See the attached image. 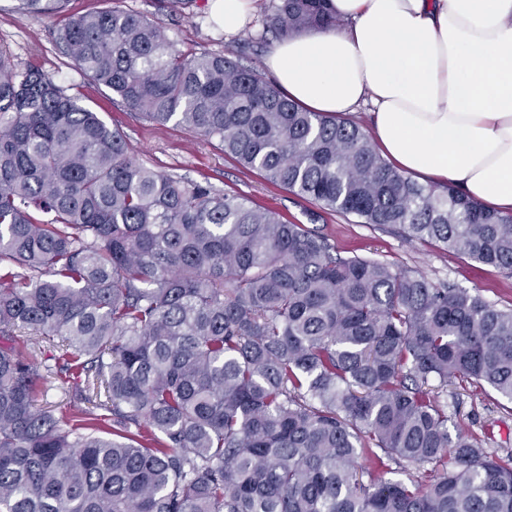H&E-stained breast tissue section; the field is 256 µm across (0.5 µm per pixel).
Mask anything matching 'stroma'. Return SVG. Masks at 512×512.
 <instances>
[{"label":"stroma","mask_w":512,"mask_h":512,"mask_svg":"<svg viewBox=\"0 0 512 512\" xmlns=\"http://www.w3.org/2000/svg\"><path fill=\"white\" fill-rule=\"evenodd\" d=\"M268 3L269 0H258L252 16L233 33L225 32L212 20L209 0H192L182 10L164 8L159 0H122L121 5L151 18L182 52H221L261 71L265 68L266 48L248 51L244 44L262 33ZM51 28V22L36 21L19 11L17 0H0V51L11 55L19 66H38L81 104L98 112L108 126L122 131L139 163L210 185L218 193L273 208L286 221L317 228L342 255L381 260L397 269L419 270L433 282L471 289L501 307L512 305L511 276L437 246L411 244L390 231L326 213L314 203L270 183L260 171L242 168L225 153L218 140L203 139L174 121L159 125L136 115L118 96L69 66L62 49L52 39ZM444 399L455 423L499 453L512 450V411L498 405L492 390L456 385L449 387ZM37 404L52 410L66 425L75 422L80 407L73 391L51 370L42 373Z\"/></svg>","instance_id":"35a3bbf8"}]
</instances>
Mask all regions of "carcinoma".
Segmentation results:
<instances>
[{"instance_id":"obj_1","label":"carcinoma","mask_w":512,"mask_h":512,"mask_svg":"<svg viewBox=\"0 0 512 512\" xmlns=\"http://www.w3.org/2000/svg\"><path fill=\"white\" fill-rule=\"evenodd\" d=\"M63 2L20 7L45 21ZM337 25L326 0H270L259 44ZM54 35L134 113L325 211L512 274V211L416 182L256 69L185 55L119 7ZM2 261L25 273L0 276V512H512V453L441 400L461 381L512 403L511 307L137 163L0 51ZM21 330L61 338L59 372L104 387L89 432L37 407Z\"/></svg>"}]
</instances>
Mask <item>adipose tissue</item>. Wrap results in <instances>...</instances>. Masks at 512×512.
Returning a JSON list of instances; mask_svg holds the SVG:
<instances>
[{
  "instance_id": "ef3b65f1",
  "label": "adipose tissue",
  "mask_w": 512,
  "mask_h": 512,
  "mask_svg": "<svg viewBox=\"0 0 512 512\" xmlns=\"http://www.w3.org/2000/svg\"><path fill=\"white\" fill-rule=\"evenodd\" d=\"M341 28L276 42L289 99L340 117L371 107L380 154L413 179L512 210V0H329Z\"/></svg>"
}]
</instances>
